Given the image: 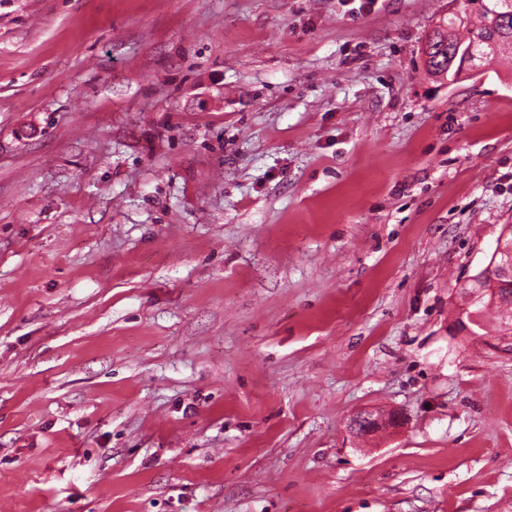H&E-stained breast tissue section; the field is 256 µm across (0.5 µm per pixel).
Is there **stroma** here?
<instances>
[{
	"label": "stroma",
	"mask_w": 512,
	"mask_h": 512,
	"mask_svg": "<svg viewBox=\"0 0 512 512\" xmlns=\"http://www.w3.org/2000/svg\"><path fill=\"white\" fill-rule=\"evenodd\" d=\"M449 0H0V512H512V58ZM402 416L355 436L351 418ZM468 3L457 8L448 21L445 18L439 19L436 28L435 38L431 45L432 53L431 61L428 67L434 74H439L437 70L433 71L431 68H438L441 65L448 64V46L460 45L461 49L470 47L476 43L475 60L482 63L488 58H493L498 54L492 50V44L505 35L512 38V15L508 19V25L505 26V17L500 15V4L502 0H465ZM476 14L479 24L473 25L468 29L467 41H461L455 33V25H463L468 23L471 15ZM445 37L449 44L445 45ZM436 60V63L434 62ZM478 281L484 282V280L481 278H474L473 282L479 286L477 283ZM476 285H473L471 290L478 288ZM497 283L496 282H490L487 285H483L482 288L476 289L477 294L474 295V297H477L478 295H481L482 297L485 296L487 293H497L498 288H496ZM491 286L490 288H488ZM499 292L496 294L493 300L492 305H488L489 302V296H487V299L481 300L477 303H471L470 307H476L475 310L467 312V317L469 316L470 312H481L484 311L487 307L493 306L495 307L498 317L496 324L492 327V331L495 332L496 336H512V286L510 287L509 284L507 286H501L499 287Z\"/></svg>",
	"instance_id": "35a3bbf8"
}]
</instances>
